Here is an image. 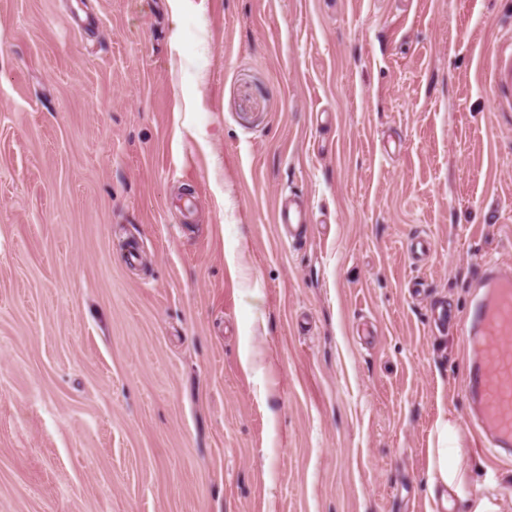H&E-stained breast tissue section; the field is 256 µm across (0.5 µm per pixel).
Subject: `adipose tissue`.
<instances>
[{"instance_id": "1", "label": "adipose tissue", "mask_w": 512, "mask_h": 512, "mask_svg": "<svg viewBox=\"0 0 512 512\" xmlns=\"http://www.w3.org/2000/svg\"><path fill=\"white\" fill-rule=\"evenodd\" d=\"M435 438L436 446L430 451L427 475L429 490L448 489L467 503V512H493L488 498L470 493V465L461 451L462 429L458 421L452 417L439 420Z\"/></svg>"}]
</instances>
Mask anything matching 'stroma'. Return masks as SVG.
<instances>
[{"label": "stroma", "instance_id": "1", "mask_svg": "<svg viewBox=\"0 0 512 512\" xmlns=\"http://www.w3.org/2000/svg\"><path fill=\"white\" fill-rule=\"evenodd\" d=\"M511 42L512 0H0V512H464L447 416L512 512L456 325L512 264ZM510 47V52L507 49ZM494 83L499 86L512 84V43L501 48L498 53V64L492 72ZM274 221L280 232L288 230V237H295L297 233L309 224L306 209L294 197H282L274 213ZM462 429L451 416L440 419L436 425V448L430 450L427 484L434 494L437 488H447L456 498L468 505L465 512H493L488 498L470 493V465L461 452Z\"/></svg>", "mask_w": 512, "mask_h": 512}]
</instances>
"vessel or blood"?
<instances>
[{"label": "vessel or blood", "instance_id": "vessel-or-blood-1", "mask_svg": "<svg viewBox=\"0 0 512 512\" xmlns=\"http://www.w3.org/2000/svg\"><path fill=\"white\" fill-rule=\"evenodd\" d=\"M278 229L289 236L308 223L295 198L280 199L274 213ZM461 333L470 349L465 378L472 417L484 448L512 454V267L486 263L477 295Z\"/></svg>", "mask_w": 512, "mask_h": 512}]
</instances>
